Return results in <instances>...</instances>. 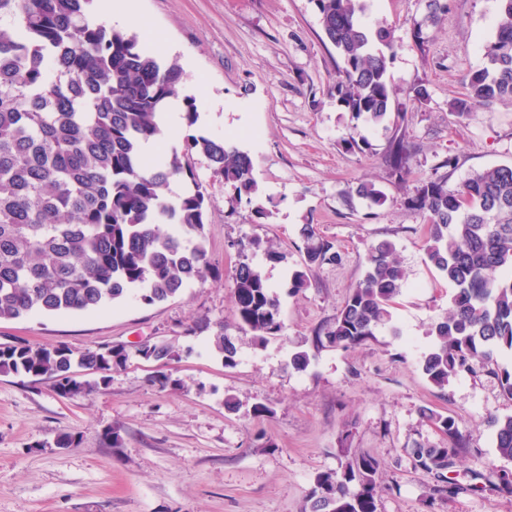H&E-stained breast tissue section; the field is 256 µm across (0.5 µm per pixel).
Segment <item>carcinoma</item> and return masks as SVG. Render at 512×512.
I'll return each mask as SVG.
<instances>
[{
	"mask_svg": "<svg viewBox=\"0 0 512 512\" xmlns=\"http://www.w3.org/2000/svg\"><path fill=\"white\" fill-rule=\"evenodd\" d=\"M93 0H0V319L28 314L89 312L130 297L152 305L179 294L207 269L203 230L206 200L199 184L168 198L171 178L195 179L189 156L201 154L214 177L237 195L256 191L251 158L219 137L189 134L182 148L157 160L143 146L161 134L158 112L179 95L182 70L141 50L138 36L93 22ZM496 36L484 47L485 65L465 79L466 94L450 107L468 115L477 107L512 102V0H499ZM324 38L341 60L334 90L355 120L383 123L403 110L387 79L391 32L363 22L367 0H314ZM396 176L405 181L407 147L392 143ZM355 195L383 203L375 185ZM427 216L425 255L455 288L452 310L432 325L423 374L436 387L473 372L499 350L512 351V166H493L458 188L428 180L409 198ZM177 225L195 239L168 230ZM309 265L336 260L333 246L312 224L300 228ZM389 241L371 245L364 277L336 316L312 336L314 349L357 347L391 320L404 271ZM239 329L262 342L282 330L280 299L260 269L245 258L234 270ZM164 364L179 359L169 343L136 348ZM214 352L236 365L234 338L224 325ZM126 349L99 348L74 356L64 345L0 347V375L48 376L63 396L107 386L108 372L126 365ZM100 372L78 379L73 366ZM444 435L441 448L418 446L412 456L452 491L454 458L466 448L459 422L424 411ZM497 454L512 460V416L495 421ZM336 469L319 473L306 512H377L380 462L341 449Z\"/></svg>",
	"mask_w": 512,
	"mask_h": 512,
	"instance_id": "obj_1",
	"label": "carcinoma"
}]
</instances>
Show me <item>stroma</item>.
I'll use <instances>...</instances> for the list:
<instances>
[{"label":"stroma","instance_id":"obj_1","mask_svg":"<svg viewBox=\"0 0 512 512\" xmlns=\"http://www.w3.org/2000/svg\"><path fill=\"white\" fill-rule=\"evenodd\" d=\"M431 19L428 0H369L368 26L387 27L396 50L388 65L396 100L420 84L421 106L375 126L353 122L332 87L340 59L324 38L312 0H140L130 31L156 40L159 58L182 69L180 93L210 98L211 119L180 126L188 134L223 135L253 162L257 190L237 197L192 155L195 180L171 179L174 197L200 184L209 272L175 298L104 310L0 320V346L65 345L74 352L149 339L180 352L169 366L130 356L107 387L61 396L53 380L0 375V512H304L318 473L336 468L341 449L381 464L378 512H512L500 491L512 461L498 456L495 420L512 416L494 372L512 368L497 354L445 388L421 370L432 324L447 313L453 288L427 262L425 219L408 199L420 182L446 178L457 188L473 172L512 165V104L496 102L461 117L449 104L465 76L483 67L482 47L496 32L499 0H446ZM357 148H348L349 138ZM410 149L411 175L399 182L389 160L393 140ZM456 160L445 167L446 157ZM374 184L383 205L348 201L358 184ZM332 244L336 262L305 263L302 225ZM258 240L283 255L252 253L280 295L282 330L265 342L241 332L234 312L233 271L239 246ZM391 241L405 279L390 327L355 348L312 350L316 329L335 317L366 270L371 244ZM307 286L292 293L293 272ZM223 323L239 347L225 366L194 322ZM311 353L306 370L290 356ZM168 371L179 388L151 378ZM238 412H228L225 398ZM263 404L268 412L255 417ZM455 417L467 450L455 459L457 486L446 496L411 455L416 444L446 437L424 409ZM119 434L118 444L106 435ZM78 441L58 447L59 436Z\"/></svg>","mask_w":512,"mask_h":512}]
</instances>
